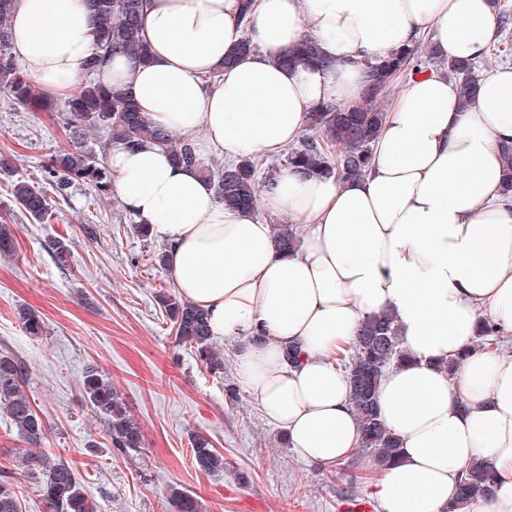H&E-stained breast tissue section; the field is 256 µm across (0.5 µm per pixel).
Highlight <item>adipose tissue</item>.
Returning a JSON list of instances; mask_svg holds the SVG:
<instances>
[{"label":"adipose tissue","mask_w":512,"mask_h":512,"mask_svg":"<svg viewBox=\"0 0 512 512\" xmlns=\"http://www.w3.org/2000/svg\"><path fill=\"white\" fill-rule=\"evenodd\" d=\"M150 60L113 55L102 84L122 83L146 120L231 161L276 156L322 103L360 101L369 63L424 34L446 60L480 61L496 34L490 0H146ZM13 56L44 99L67 96L96 54L83 0H15ZM330 70L284 68L304 39ZM250 52L239 53L242 42ZM372 160L338 181L287 167L262 189L269 217L300 226L279 251L268 220L224 206L199 169L158 145L112 147L119 197L169 246L183 298L213 338H240L238 380L300 459L330 466L360 442L338 351L369 317L391 314L410 363L377 390L399 459L372 485L380 512H446L476 460L492 494L467 512H512V198L502 147L512 144V66L489 70L474 99L437 70L390 97ZM504 341L475 348L482 323ZM295 351V362L286 354ZM467 357L455 373L445 362Z\"/></svg>","instance_id":"adipose-tissue-1"}]
</instances>
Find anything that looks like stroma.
<instances>
[{
	"label": "stroma",
	"mask_w": 512,
	"mask_h": 512,
	"mask_svg": "<svg viewBox=\"0 0 512 512\" xmlns=\"http://www.w3.org/2000/svg\"><path fill=\"white\" fill-rule=\"evenodd\" d=\"M70 145L60 113L0 95V161L11 166L0 174V224L14 231L12 252L0 254V349L28 370L25 390L49 428L46 449L73 468L97 512H172L174 488L196 495L203 512H377L370 455L358 448L332 467L300 461L241 388L239 341H216L221 376L176 345L157 302L158 294L177 291L156 259L167 245L136 235L137 219L116 191L72 184L65 195L49 194L42 222L11 202L13 180L47 186L50 157ZM60 235L72 249L63 268L50 256ZM22 306L40 312L45 336L24 332L16 319ZM92 365L129 403L143 431L139 452L111 448L102 418L84 399L81 375ZM196 434L223 453V472L196 468ZM24 447L0 415V480L13 484L21 512H51L38 477L22 464Z\"/></svg>",
	"instance_id": "35a3bbf8"
}]
</instances>
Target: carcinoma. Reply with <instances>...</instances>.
<instances>
[{"instance_id": "1", "label": "carcinoma", "mask_w": 512, "mask_h": 512, "mask_svg": "<svg viewBox=\"0 0 512 512\" xmlns=\"http://www.w3.org/2000/svg\"><path fill=\"white\" fill-rule=\"evenodd\" d=\"M94 16V35L103 53L125 54L138 60H148L147 43L141 29L144 0H85ZM14 0H0V93L42 112H54L56 103L41 100L35 80L11 55L6 23ZM496 44L499 52L512 39V11L499 8ZM284 66L315 65L326 68L329 62L319 56L315 42L305 40L293 51L280 57ZM448 78L456 80L464 100L477 91L479 69L469 61L451 62L444 66ZM424 71L418 61V47L397 52L371 66L367 74V91L362 104L353 107L323 105L309 113L307 131L301 144L288 153L287 165L320 177L348 179L363 174L369 167L373 144L382 124L384 112L377 106L379 96L394 80L408 71ZM66 125L72 147L64 149L51 160L49 174L52 187L63 194L74 182H83L105 192L111 175L106 156L115 144L134 146L151 140L168 148L174 159L197 167L214 184L218 197L230 208H252L260 190L258 173L261 165L254 159L225 164L205 162L196 142L179 138L174 133L154 128L146 123L135 102L118 85H103L91 78L79 94L66 103ZM90 130L104 134L96 147L82 144V135ZM12 202L23 208L32 219L44 220L48 211L46 195L29 182L17 179L10 185ZM277 246L284 252L298 247L299 235L291 224L273 225ZM55 262L66 265L71 249L65 239L51 242ZM160 303L172 323L175 341L194 353L199 361L215 372L224 369V360L215 352L213 338L205 313L189 301L174 294H161ZM24 331L35 338L43 336L40 315L24 307L16 311ZM407 359V352L391 316L369 317L360 326L349 356L337 357L345 370L350 389L351 407L361 427L359 447L373 457L377 468H384L398 457L399 441L380 420L376 393L385 371ZM25 366L7 349L0 351V413L13 425L23 441L33 447L25 457L27 469L42 476L38 485L40 497L51 512H96L78 482L73 469L57 462L41 445L48 440V429L33 407L25 391ZM81 388L93 410L104 420L105 432L112 447L120 452L138 451L142 445L140 426L127 404L112 387V381L101 369L90 366L82 374ZM194 461L199 470L214 473L224 470V455L205 435L192 440ZM493 482L492 470L481 462L472 463L460 483L458 505L486 495ZM173 512H201L199 501L192 495L172 490ZM0 512H20L16 491L6 480L0 482Z\"/></svg>"}]
</instances>
